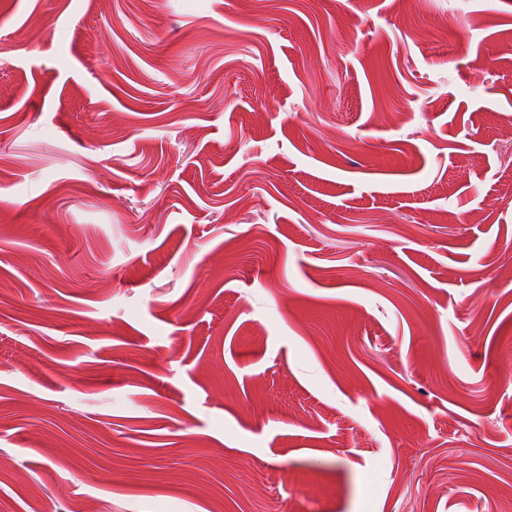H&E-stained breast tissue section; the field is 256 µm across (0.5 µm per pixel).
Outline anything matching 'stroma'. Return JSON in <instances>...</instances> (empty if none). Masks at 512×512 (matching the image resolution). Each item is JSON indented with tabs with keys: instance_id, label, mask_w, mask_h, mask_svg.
I'll list each match as a JSON object with an SVG mask.
<instances>
[{
	"instance_id": "stroma-1",
	"label": "stroma",
	"mask_w": 512,
	"mask_h": 512,
	"mask_svg": "<svg viewBox=\"0 0 512 512\" xmlns=\"http://www.w3.org/2000/svg\"><path fill=\"white\" fill-rule=\"evenodd\" d=\"M512 0H0V512H512Z\"/></svg>"
}]
</instances>
